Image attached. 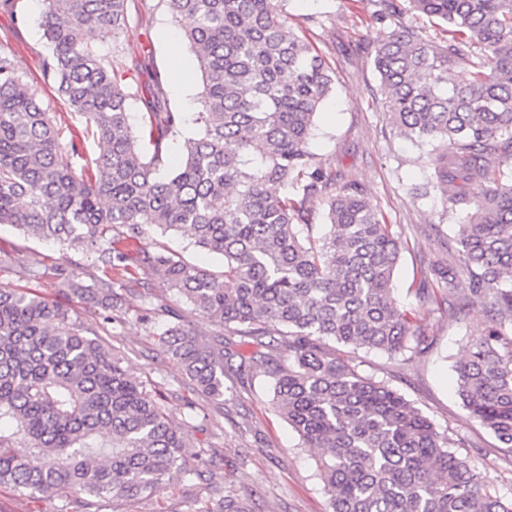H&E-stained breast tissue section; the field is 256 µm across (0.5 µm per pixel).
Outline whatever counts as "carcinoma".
I'll return each mask as SVG.
<instances>
[{"label": "carcinoma", "instance_id": "obj_1", "mask_svg": "<svg viewBox=\"0 0 512 512\" xmlns=\"http://www.w3.org/2000/svg\"><path fill=\"white\" fill-rule=\"evenodd\" d=\"M374 19L405 12L445 24L439 41L394 25L367 49L399 134L433 142L430 181L443 204L467 212L454 264L430 269L415 295L458 319L482 300L483 333L456 362L471 419L512 453V0H374ZM281 0H158L181 25L201 72L197 136L169 162L166 136L181 113L147 107L135 132L136 77L99 50L104 30H127L130 0H43L47 41L38 85L0 53V224L98 254L87 284L61 272L69 300L112 312L135 271L158 274L207 317L200 334L160 327L157 343L193 390L224 398V375L267 379L271 405L317 450L330 512H512V497L383 381L362 376L330 344L409 361L429 352L419 315L401 308L392 279L404 242L365 190L336 177L308 149L316 115L336 90L333 71L282 18ZM471 68L466 84L450 74ZM57 89L85 127H58L41 106ZM99 155L81 170L86 139ZM480 193L469 194L472 184ZM327 202L316 236L308 203ZM188 229L221 256L216 275L161 251L132 263L114 252L147 229ZM252 340L245 356L235 338ZM288 356H283V353ZM157 394L73 317L31 288L0 290V487L31 494L146 500L174 477L202 479ZM195 512H252L232 491Z\"/></svg>", "mask_w": 512, "mask_h": 512}]
</instances>
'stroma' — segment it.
I'll return each mask as SVG.
<instances>
[{"mask_svg":"<svg viewBox=\"0 0 512 512\" xmlns=\"http://www.w3.org/2000/svg\"><path fill=\"white\" fill-rule=\"evenodd\" d=\"M21 4L27 22L0 11V51L8 52L28 79L36 82L46 51L38 24L42 4L40 0H21ZM281 9L284 19L306 32L336 73V92L317 117L309 149L323 168L335 173L337 184L355 181L362 185L393 224L406 244L394 276V296L401 306L422 311L414 289L423 272L437 264L453 263L452 238L465 214L446 208L436 194L414 193L415 186L431 175V147L395 130L378 75L366 54L368 47L382 39L388 25L373 20V0H283ZM99 42L117 67L139 58L140 83L160 85L167 107L183 114L180 133L169 140L172 155H181L185 140L199 132L195 118L201 110V74L194 53L180 37L178 23L163 9L149 8L146 0H138L127 32L117 37L102 33ZM0 244L14 245L30 261L79 270L87 281L101 274L95 253L26 237L6 224L0 226ZM116 248L131 256L164 248L212 271L223 269L222 259L201 251L184 230H152L136 239L117 241ZM148 292L167 304L166 321L179 318L196 332L212 331L207 318L149 274L123 289L119 325L105 323L104 311L89 304H74L73 310L83 326L95 330L102 343L122 358L130 374L154 384L163 394L170 420L191 452L216 453V461L203 479L163 487L150 500H105L86 507L73 502L70 512H191L194 498L207 488L218 496L230 490L250 499L253 512H328L315 453L303 447L298 435L271 408L264 378L244 385L229 375L224 379L223 400L193 398L184 371L162 353L153 325L140 318ZM422 313L434 346L412 363L364 348L342 346L338 352L359 373L397 390L439 431L467 436V455L500 495L511 496L512 459L500 451L490 430L468 419L457 396L453 366L468 339L484 329L481 303L472 299L468 316L457 321L435 312ZM189 398L197 403L192 419L185 408Z\"/></svg>","mask_w":512,"mask_h":512,"instance_id":"stroma-1","label":"stroma"}]
</instances>
